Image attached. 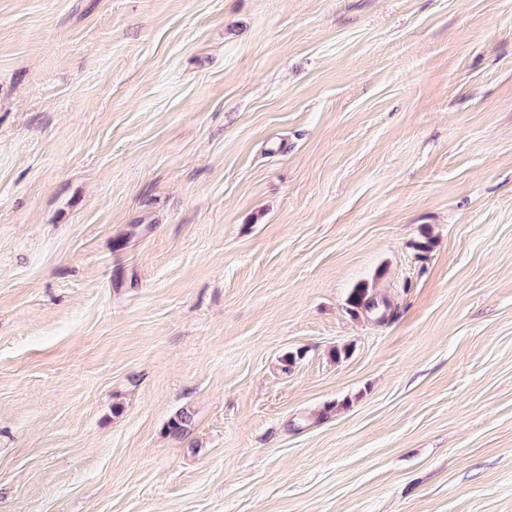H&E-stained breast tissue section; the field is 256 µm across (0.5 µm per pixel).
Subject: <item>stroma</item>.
<instances>
[{
    "label": "stroma",
    "instance_id": "stroma-1",
    "mask_svg": "<svg viewBox=\"0 0 512 512\" xmlns=\"http://www.w3.org/2000/svg\"><path fill=\"white\" fill-rule=\"evenodd\" d=\"M0 512H512V0H0Z\"/></svg>",
    "mask_w": 512,
    "mask_h": 512
}]
</instances>
